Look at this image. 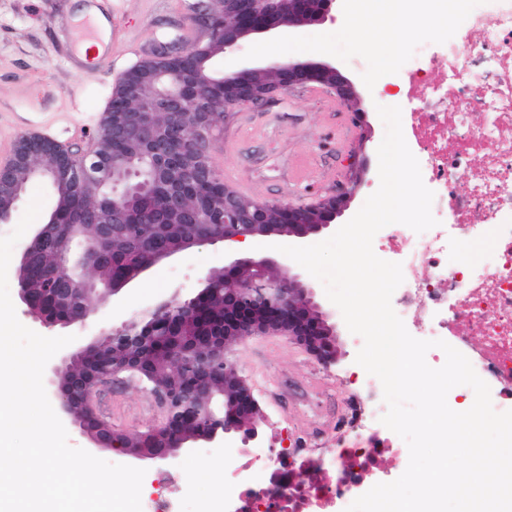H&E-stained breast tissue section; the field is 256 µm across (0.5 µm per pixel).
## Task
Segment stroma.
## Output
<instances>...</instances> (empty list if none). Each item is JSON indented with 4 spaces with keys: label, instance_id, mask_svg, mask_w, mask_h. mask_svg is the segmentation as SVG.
<instances>
[{
    "label": "stroma",
    "instance_id": "1",
    "mask_svg": "<svg viewBox=\"0 0 512 512\" xmlns=\"http://www.w3.org/2000/svg\"><path fill=\"white\" fill-rule=\"evenodd\" d=\"M88 2L0 0V143L7 151H14L32 125L52 140H68L70 148L84 147L98 132L109 97L127 69L158 44H190L198 38L191 21L194 0H98L103 14H118L122 22L115 54L109 62L97 58L78 63L74 60L81 29L77 16ZM344 20L343 5H336L332 20L304 25L289 34L253 35L235 51L215 57L213 67L232 71L245 65L262 68L274 61L332 62L356 86L367 110L366 133L337 129L335 113L324 109L325 104L335 103L333 93L297 87L236 113L217 131L210 150L211 162L224 181L249 199L271 203H311L328 189L318 173L348 169L354 157L366 159L363 184L343 217L337 218L340 226L379 186L377 149L385 127L377 108L388 105L390 96L399 91L397 85L383 84L366 51L339 35ZM223 265V244L196 246L155 264L113 299L93 302L84 322L49 328L24 313L18 319L41 335H72L76 346H85L111 327L146 315L172 294L193 297L202 278ZM301 278L336 325L337 365L357 373L362 337L348 330L321 282L306 272ZM231 355L258 400V423H265L267 412L274 408L296 422L313 424L327 405L343 403L342 394L314 371L312 356L285 338L247 336L233 345ZM97 404L116 408L110 424L119 433L145 432L157 422L152 394L131 380L101 384ZM144 468L142 487L156 494L165 490L159 481L162 473L183 470L180 486L186 512H197L224 479L222 464L203 447L183 449L170 464L148 462Z\"/></svg>",
    "mask_w": 512,
    "mask_h": 512
}]
</instances>
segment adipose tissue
Here are the masks:
<instances>
[{"instance_id":"1","label":"adipose tissue","mask_w":512,"mask_h":512,"mask_svg":"<svg viewBox=\"0 0 512 512\" xmlns=\"http://www.w3.org/2000/svg\"><path fill=\"white\" fill-rule=\"evenodd\" d=\"M401 10V0H346L344 34L353 38L365 31H375L380 35L373 50L377 71H386L405 46L409 32L399 23Z\"/></svg>"}]
</instances>
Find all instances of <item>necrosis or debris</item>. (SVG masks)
I'll return each mask as SVG.
<instances>
[{"instance_id":"1","label":"necrosis or debris","mask_w":512,"mask_h":512,"mask_svg":"<svg viewBox=\"0 0 512 512\" xmlns=\"http://www.w3.org/2000/svg\"><path fill=\"white\" fill-rule=\"evenodd\" d=\"M466 2L398 75L412 105L404 137L438 224L388 225L374 249L402 265L392 306L408 332L465 355L502 412L512 410V0ZM385 411L381 382L365 373L318 427L274 415L269 440L244 436L225 452L224 485L201 512H345L397 479L385 458L408 454Z\"/></svg>"}]
</instances>
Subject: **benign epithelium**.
Here are the masks:
<instances>
[{"mask_svg": "<svg viewBox=\"0 0 512 512\" xmlns=\"http://www.w3.org/2000/svg\"><path fill=\"white\" fill-rule=\"evenodd\" d=\"M336 0H294L283 11L281 0H224V17L214 10V0H195L193 22L200 38L189 47L162 45L141 61L143 69L127 75L121 96L129 102L126 108L105 113L103 123L88 152H62L48 141L38 142L39 149L54 157L46 168V180L53 186L68 185L75 190L102 184L109 194L91 200L74 216L73 223L89 224L92 234L74 241L57 262L43 273L47 288L56 303L67 310L63 320L39 314L43 325L68 326L84 320L90 303L99 289L92 274L101 267L115 237H132L149 250L147 257L127 276L112 285L117 293L136 280L155 263L203 243L223 242L224 295L220 307L224 319L209 328L208 335L190 345L181 361L180 371L193 372L189 385L180 388L154 386L162 416L154 435L162 437L161 448L138 450L127 448L112 426L103 424L94 413L91 402L98 384L128 373L144 374L142 362L131 361L89 375L70 373L61 377V368L52 370L50 384L66 415L93 447L119 451L138 461H169L176 458L189 442H211L232 431L249 432L254 425L238 421L239 413L257 410L251 387L238 374L236 364L227 356L228 346L244 336L278 335L301 345L320 361H333L338 354L336 327L330 315L314 300L313 291L289 268L273 279L270 259L240 255L232 243L250 236L288 234L305 237L328 228L347 208L359 181L352 177L336 192L310 206L248 202L233 186L224 183L210 160L214 132L223 120L236 111L265 102L275 91L293 87L322 86L352 109L353 124L363 127L366 110L354 84L336 66L315 61L273 63L266 71L280 74L272 85H262L255 76L262 71L243 68L224 74L221 91L203 70L210 58V46L224 42L229 49L243 39L258 33L277 32L303 25L323 23L332 17ZM186 57L195 58L186 73L187 82L197 92L187 95L169 82L168 74L152 69L157 64ZM33 137L22 136L11 165L0 168V222L9 220L16 203L26 188V176L39 170L28 165ZM152 161L144 172L137 160ZM163 194L161 205L148 209L136 207L131 198L141 197L150 186ZM283 211V221H269L271 209ZM175 211L187 216L183 243L179 247H154L149 235L152 227ZM54 219L39 225L25 247L19 262L22 272L31 265L35 253L44 244ZM198 297L180 300L176 297L157 303L146 318L132 319L112 330V340L136 347L146 342L139 326L175 315L190 316ZM82 394L84 416L72 415L69 403L74 394ZM209 396L203 425L193 437H186L175 422V414Z\"/></svg>", "mask_w": 512, "mask_h": 512, "instance_id": "7a95c632", "label": "benign epithelium"}]
</instances>
